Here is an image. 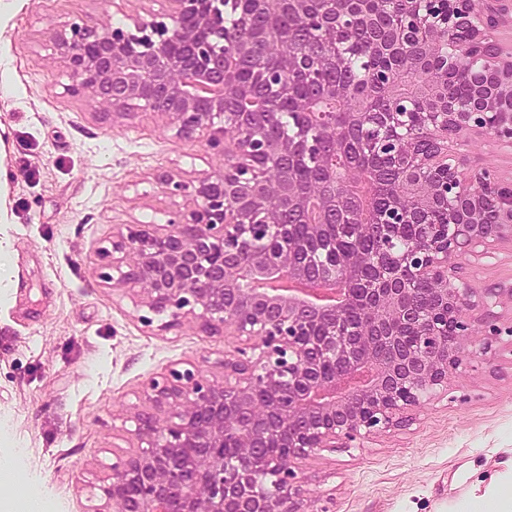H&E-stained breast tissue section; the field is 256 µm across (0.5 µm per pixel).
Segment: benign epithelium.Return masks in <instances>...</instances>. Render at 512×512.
<instances>
[{
    "label": "benign epithelium",
    "mask_w": 512,
    "mask_h": 512,
    "mask_svg": "<svg viewBox=\"0 0 512 512\" xmlns=\"http://www.w3.org/2000/svg\"><path fill=\"white\" fill-rule=\"evenodd\" d=\"M167 2L165 19L137 15L130 30L73 23L54 35L72 95L107 114L160 115L177 136L196 135L223 159L193 185L163 176L170 193L191 197L193 206L177 221L113 236L111 248L96 251V272L106 283L139 287L149 310L170 312L165 329L190 316L210 336L259 338L263 350L255 359L243 348L224 357L221 381L190 369L151 380L143 390L148 410L135 415L138 451L112 465L98 486L105 509L97 512H307L293 461L409 422L423 398L448 386L464 354L492 348L474 338L470 313L487 320L491 307L512 305V284L474 288L459 265L512 228V180L467 177L452 154L453 143L472 132L512 145V59L491 37L512 0H399L408 23L387 35L386 55L410 66L418 48L475 55L480 66L469 98L424 113L431 152L418 150V136L398 113L388 120L394 165L410 163L435 193L407 210L395 204L382 219L372 197L348 193L368 174L357 161L338 181L320 153L316 192L310 177H263L272 164L288 169L306 146L286 131L270 134L280 113L243 112L240 104L283 97L281 79L300 76L303 57L226 24L228 0ZM253 4L270 22L286 13L305 25L315 0ZM345 13L340 7L321 22L319 70L347 64V50L335 42ZM242 57L264 60L266 87L242 91ZM370 116L342 113L322 133L347 140ZM230 126L241 133L228 135ZM439 204L448 208L446 224L430 220ZM348 205L356 209L353 235L394 244L390 255L358 249L336 263L328 218ZM278 274L338 285L343 297L324 302L245 287Z\"/></svg>",
    "instance_id": "benign-epithelium-1"
}]
</instances>
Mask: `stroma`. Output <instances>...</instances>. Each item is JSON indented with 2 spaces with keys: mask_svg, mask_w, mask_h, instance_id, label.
Here are the masks:
<instances>
[{
  "mask_svg": "<svg viewBox=\"0 0 512 512\" xmlns=\"http://www.w3.org/2000/svg\"><path fill=\"white\" fill-rule=\"evenodd\" d=\"M167 10V0H0V235L18 267L17 287L0 292V459H17L0 482L8 512L31 498L43 512H95L102 480L138 445L149 379L173 368L221 379L241 346L189 319L164 329L168 314L95 273L119 229L186 210L160 175L192 183L222 158L156 114L112 117L71 96L53 36ZM457 151L470 169L512 174L492 136ZM461 264L473 287L511 282L512 243ZM496 313L492 351L465 358L406 425L296 460L311 512H476L470 491L512 468V309Z\"/></svg>",
  "mask_w": 512,
  "mask_h": 512,
  "instance_id": "1",
  "label": "stroma"
}]
</instances>
